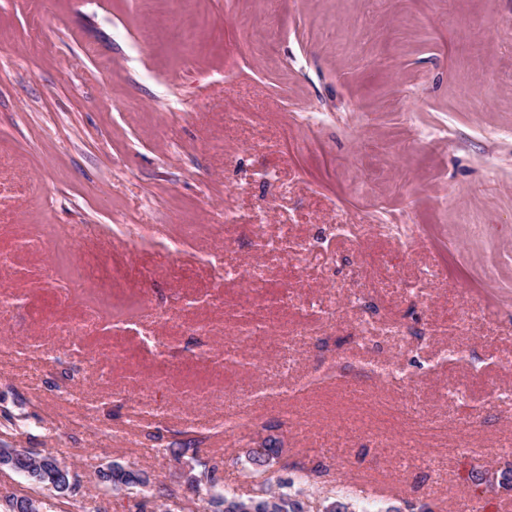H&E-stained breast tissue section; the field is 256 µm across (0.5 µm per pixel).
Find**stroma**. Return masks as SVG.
<instances>
[{"label": "stroma", "instance_id": "obj_1", "mask_svg": "<svg viewBox=\"0 0 512 512\" xmlns=\"http://www.w3.org/2000/svg\"><path fill=\"white\" fill-rule=\"evenodd\" d=\"M28 235L0 448L81 495L117 463L193 498L145 396L167 443L241 409L237 456L327 465L355 512H512V0H0V250ZM243 311L274 334L228 361ZM2 452H10L13 453L17 458V468L14 470L15 472L22 474L26 477L29 475V471L35 470H43L46 474L51 475V472L58 469V465L61 463L57 460L55 455L51 452H44L45 455L42 457V463L40 466L34 468L32 463L30 462V455L28 450L36 454L40 450L38 448H0Z\"/></svg>", "mask_w": 512, "mask_h": 512}]
</instances>
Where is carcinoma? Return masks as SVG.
Returning <instances> with one entry per match:
<instances>
[{"mask_svg":"<svg viewBox=\"0 0 512 512\" xmlns=\"http://www.w3.org/2000/svg\"><path fill=\"white\" fill-rule=\"evenodd\" d=\"M202 439L188 438L174 441L156 452L170 456L174 461L189 467L185 473L187 484L198 491L204 483L213 484L216 467L208 466L203 460L207 453L201 448ZM8 452L17 458L15 472L24 476L34 470L30 455L25 448H10ZM281 449L273 446L251 448L247 452V462L255 467L271 468L280 458ZM144 472L133 469L114 471L110 474H99L100 481L114 491L124 488L137 487L138 494L128 498L127 508L121 512H155L165 509V512H191L187 501L179 498L174 491L155 485L150 478H142ZM61 500L58 494L51 490L42 499H32L25 495L11 493L0 495V508L4 512H57ZM208 504L215 507V512H311V501L304 490L294 488V481L277 482L276 486H268L252 495H243L227 486L223 493L213 496Z\"/></svg>","mask_w":512,"mask_h":512,"instance_id":"obj_1","label":"carcinoma"}]
</instances>
